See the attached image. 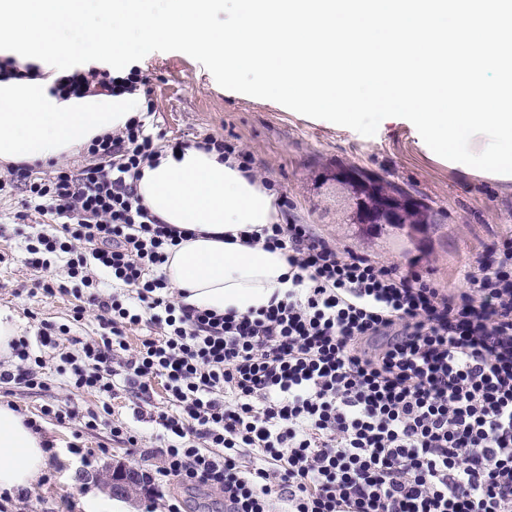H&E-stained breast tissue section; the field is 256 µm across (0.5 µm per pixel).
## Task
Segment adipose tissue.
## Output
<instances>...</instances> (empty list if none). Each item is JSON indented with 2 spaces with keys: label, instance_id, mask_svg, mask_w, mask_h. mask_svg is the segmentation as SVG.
I'll list each match as a JSON object with an SVG mask.
<instances>
[{
  "label": "adipose tissue",
  "instance_id": "obj_1",
  "mask_svg": "<svg viewBox=\"0 0 512 512\" xmlns=\"http://www.w3.org/2000/svg\"><path fill=\"white\" fill-rule=\"evenodd\" d=\"M80 0H0V55L22 63L51 61L65 74L74 46L51 41L52 31L77 23ZM140 89L60 100L40 78L0 81V160L57 161L95 136L124 128L141 115ZM143 166L137 192L164 223L191 238L167 252L162 272L186 303L240 313L266 306L291 286L278 250L243 243V236L277 222L275 195L250 182L234 159L194 147L164 149ZM45 442L23 416L0 404V491L31 487L47 466Z\"/></svg>",
  "mask_w": 512,
  "mask_h": 512
}]
</instances>
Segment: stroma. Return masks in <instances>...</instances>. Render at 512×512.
I'll return each mask as SVG.
<instances>
[{"instance_id": "obj_1", "label": "stroma", "mask_w": 512, "mask_h": 512, "mask_svg": "<svg viewBox=\"0 0 512 512\" xmlns=\"http://www.w3.org/2000/svg\"><path fill=\"white\" fill-rule=\"evenodd\" d=\"M149 76L156 105L155 124L168 142L221 136L250 151L260 179L288 194V213L300 224L316 225L327 239L354 245L384 261L419 269H432L434 278L450 288L463 287L461 269L474 262L500 235L512 233V179L466 173L459 163L436 155L407 121L380 124L374 136L322 119H315L281 104L230 91L217 84L212 74L189 55L152 52L139 62ZM371 171L398 183L422 198L437 214L428 233L411 229L382 235L363 234L358 225L344 223L318 188L326 170L336 163ZM21 190L0 191V313L14 316L21 335L36 338L45 326L69 325L71 336L89 341L97 338L93 314L81 322L71 315L72 295L48 296L40 288L49 277L66 279L64 258H56L50 271L24 263L29 236L50 231L56 217L25 206ZM49 386L31 390L21 385L0 388V403H10L29 419H39L41 433L54 445L48 468L33 484V512H83L80 498L95 489L101 499L99 475L120 466H160V457L141 458L138 451L113 440L112 424H124L147 445L155 443V429L138 422L139 400L122 392L112 399V414L96 430L85 429L80 420L58 422L40 418L42 406L74 398L83 409H95L98 398L88 392L70 393L67 378L57 371L55 360L44 368ZM87 451L109 448L108 456L84 466L70 446Z\"/></svg>"}]
</instances>
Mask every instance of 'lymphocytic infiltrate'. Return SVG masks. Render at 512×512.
<instances>
[{
    "label": "lymphocytic infiltrate",
    "instance_id": "1",
    "mask_svg": "<svg viewBox=\"0 0 512 512\" xmlns=\"http://www.w3.org/2000/svg\"><path fill=\"white\" fill-rule=\"evenodd\" d=\"M95 82L113 94L149 84L136 66L115 76L92 67L50 92L79 98ZM154 112L147 101L145 116L84 145L78 169L42 179L17 164L0 179L61 221L29 238L28 265L65 256L69 279L90 291L73 321L97 311L96 339L70 348L45 328L39 341L72 389L97 393L100 411L47 405L42 415L93 429L118 392L160 381L168 409L136 416L161 428V447L111 429L161 457L143 476L153 500L177 483L218 492L224 512H512V235L465 269L461 291L331 244L313 225L271 224L261 244L287 258L284 299L244 314L185 304L160 273L183 232L135 185L160 150ZM143 323L153 335L130 346L127 329ZM10 348L0 385L45 388L29 341Z\"/></svg>",
    "mask_w": 512,
    "mask_h": 512
}]
</instances>
